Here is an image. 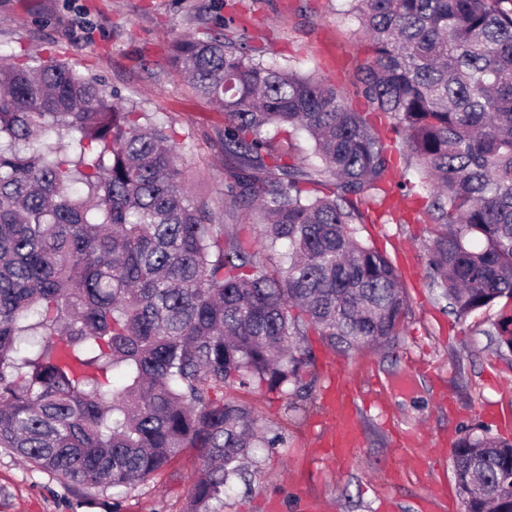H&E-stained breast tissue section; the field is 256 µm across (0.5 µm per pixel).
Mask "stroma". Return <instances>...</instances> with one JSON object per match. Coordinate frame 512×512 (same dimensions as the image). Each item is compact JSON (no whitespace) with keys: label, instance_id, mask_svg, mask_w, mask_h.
I'll use <instances>...</instances> for the list:
<instances>
[{"label":"stroma","instance_id":"35a3bbf8","mask_svg":"<svg viewBox=\"0 0 512 512\" xmlns=\"http://www.w3.org/2000/svg\"><path fill=\"white\" fill-rule=\"evenodd\" d=\"M344 8V0H243L239 11L249 18L252 41L265 46L268 61L334 84L359 107L354 72L366 54ZM230 17L221 0H0V46L67 57L121 101L137 103L178 132L190 133L182 161L192 175L191 190L213 205L224 191V156L215 139L224 116L170 64L168 47L176 36L203 27L223 30ZM390 204L403 223L387 214ZM387 205H374L373 221L360 225L359 236L393 259L407 260L402 275L411 314L395 348L334 356L361 387L375 383L381 390V403L359 410L361 443L340 468L310 453L325 414L327 380L320 361L330 355L319 337H310L318 360L312 369L316 389L302 416L260 388L231 389V397L251 407L287 445L257 449L253 490L236 489L215 503L216 512H270L274 496L282 498V512H299L301 494L325 501L328 512H379L385 499L394 502L395 512H430L425 499L430 487L440 512H463L450 448L420 444L429 458L416 473L394 453V431L419 429L451 444L468 433L512 441V432L503 433L500 425L501 419H512V352L491 338L502 316L512 313V302H498L463 321L450 314L428 286L423 249L434 224L419 219L420 200H404L400 191H392ZM201 465L197 451L186 449L116 503L108 495H84L0 448V512H185Z\"/></svg>","mask_w":512,"mask_h":512}]
</instances>
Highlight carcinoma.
Here are the masks:
<instances>
[{
    "label": "carcinoma",
    "mask_w": 512,
    "mask_h": 512,
    "mask_svg": "<svg viewBox=\"0 0 512 512\" xmlns=\"http://www.w3.org/2000/svg\"><path fill=\"white\" fill-rule=\"evenodd\" d=\"M367 53L357 92L265 60L246 29L187 34L169 58L224 114V198L195 199L186 140L67 60L0 49V448L113 505L187 448L186 512L285 445L224 389L297 412L315 334L394 346L411 309L357 225L388 196V135L417 162L436 224L429 287L457 319L512 300V0H346ZM306 133L314 160L264 135ZM512 352V314L495 327ZM464 512H512V442L453 451Z\"/></svg>",
    "instance_id": "carcinoma-1"
}]
</instances>
